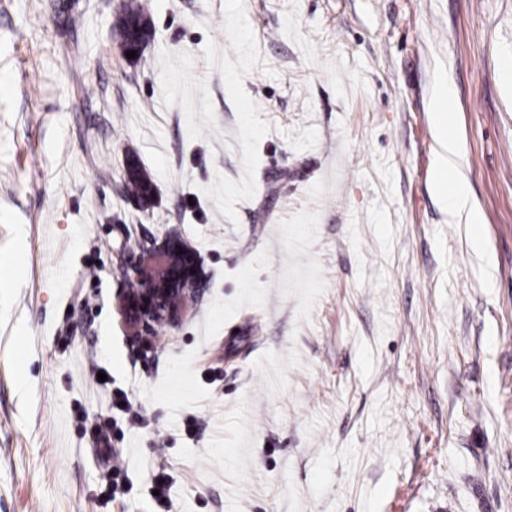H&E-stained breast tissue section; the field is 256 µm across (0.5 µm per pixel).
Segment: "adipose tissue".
<instances>
[{
	"label": "adipose tissue",
	"mask_w": 512,
	"mask_h": 512,
	"mask_svg": "<svg viewBox=\"0 0 512 512\" xmlns=\"http://www.w3.org/2000/svg\"><path fill=\"white\" fill-rule=\"evenodd\" d=\"M452 93L448 83H441L434 102L432 119L443 149L434 171L436 191L449 200V213L460 224H479L483 217L473 205L465 181L453 174L455 159L459 153L454 134Z\"/></svg>",
	"instance_id": "adipose-tissue-1"
}]
</instances>
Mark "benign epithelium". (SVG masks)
Wrapping results in <instances>:
<instances>
[{
    "label": "benign epithelium",
    "mask_w": 512,
    "mask_h": 512,
    "mask_svg": "<svg viewBox=\"0 0 512 512\" xmlns=\"http://www.w3.org/2000/svg\"><path fill=\"white\" fill-rule=\"evenodd\" d=\"M121 277L136 283L120 292L118 308L137 336L149 335L156 323L182 321L201 283L196 255L177 232L160 244L154 238L144 239L138 258L121 267Z\"/></svg>",
    "instance_id": "obj_1"
}]
</instances>
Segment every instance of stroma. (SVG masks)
<instances>
[{
    "instance_id": "1",
    "label": "stroma",
    "mask_w": 512,
    "mask_h": 512,
    "mask_svg": "<svg viewBox=\"0 0 512 512\" xmlns=\"http://www.w3.org/2000/svg\"><path fill=\"white\" fill-rule=\"evenodd\" d=\"M127 2L0 0V512H512V0H142L139 61ZM171 231L202 288L134 335ZM123 14L126 24H124L121 21V18L118 17L113 29L115 35L119 36L121 39L124 38L125 40H130L134 34V30L132 28L133 21L147 20L146 11L141 2L130 1L124 9ZM452 93L447 82L440 84L435 102L432 119L437 130L443 153L434 171L436 191L443 198L449 200V214L459 224H482L481 212L473 205L465 181L459 176L449 179V173L455 167V158L458 156V142L454 134L452 107ZM145 256L153 260L151 265L144 263ZM190 268L195 273H190ZM120 274L138 287L131 284L118 296V308L137 336L149 335L156 323L182 321L201 283L196 255L177 232L167 235L161 244L156 238L144 239L138 258L122 266Z\"/></svg>"
}]
</instances>
